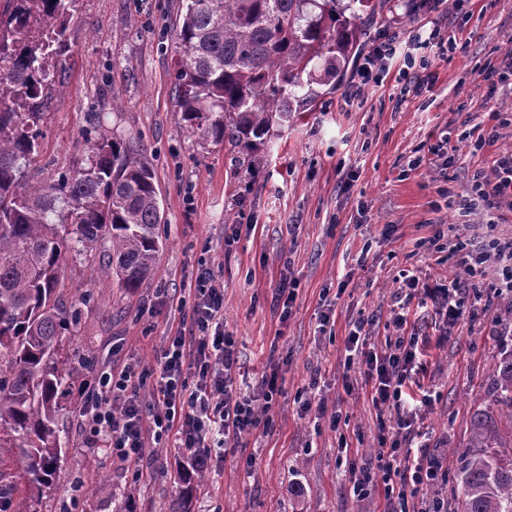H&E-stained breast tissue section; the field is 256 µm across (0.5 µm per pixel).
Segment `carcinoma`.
Listing matches in <instances>:
<instances>
[{
	"mask_svg": "<svg viewBox=\"0 0 512 512\" xmlns=\"http://www.w3.org/2000/svg\"><path fill=\"white\" fill-rule=\"evenodd\" d=\"M78 0H3L0 5V496L41 489L62 453L61 399L78 378L62 355L77 322L63 288L69 259L109 245L102 273L137 292L152 285L163 247L160 194L142 140L119 130L91 147L86 166L29 184L41 151L46 101L71 46ZM386 0H185L173 29L174 90L181 129L255 152L275 126L304 111L324 82L343 74L365 23ZM491 410L471 412L469 451L457 476V512H512V350L494 368ZM25 460L14 479L5 468ZM208 481L200 458L179 474L173 512H193Z\"/></svg>",
	"mask_w": 512,
	"mask_h": 512,
	"instance_id": "cac0c4a2",
	"label": "carcinoma"
}]
</instances>
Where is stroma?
I'll return each mask as SVG.
<instances>
[{"mask_svg": "<svg viewBox=\"0 0 512 512\" xmlns=\"http://www.w3.org/2000/svg\"><path fill=\"white\" fill-rule=\"evenodd\" d=\"M183 0H78L69 28L72 54L43 119L44 150L25 173L45 183L84 166L85 138L106 124L141 136L152 150L155 183L165 222L151 288L130 293L100 275L107 248L76 256L66 271L65 297L78 311L64 352L81 380L93 382L108 364L127 360L154 367L153 353L191 301L200 264L224 281V329L237 341L240 376L257 383L276 365L283 394L267 433L242 435L225 459L211 460L209 480L194 512H382V496L358 502L345 492L349 464L376 465L378 433L370 390L357 365L348 364L347 336L364 320L369 339H394L395 310L404 300L397 279H466L462 256L448 250L461 239L478 244L488 223L512 234V209L447 207L442 196L465 193L475 171L512 149V125L481 152L461 147L454 162L426 164L431 149H447L473 126H495V113L512 111V0H445L412 11L410 0H387L383 17L368 25L357 52L388 32L409 33L432 21L441 38L463 36L448 58L423 49L433 83L417 95L401 90L397 73L379 85L354 89L352 71L260 146L254 178L231 179L237 152L184 136L174 101L177 56L171 29ZM121 111H113V99ZM496 127V126H495ZM350 190H343L342 181ZM299 281L289 316L275 287L287 273ZM489 310L437 345L434 325L421 326L427 344L415 377L434 391L423 423L425 443L446 480L423 490L426 499H449L474 406L494 395V366L512 349L506 328L512 300L482 288ZM330 323L320 327V313ZM308 391L327 411L300 416L294 402ZM84 394L62 401L59 425L65 448L47 487L15 494L7 512H165L180 486L177 469L188 450L156 449L160 469L137 484L105 448L87 447L80 429ZM340 423H333V416ZM109 480L113 495L73 498L76 477Z\"/></svg>", "mask_w": 512, "mask_h": 512, "instance_id": "1", "label": "stroma"}]
</instances>
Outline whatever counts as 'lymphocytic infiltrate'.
<instances>
[{
    "label": "lymphocytic infiltrate",
    "instance_id": "obj_1",
    "mask_svg": "<svg viewBox=\"0 0 512 512\" xmlns=\"http://www.w3.org/2000/svg\"><path fill=\"white\" fill-rule=\"evenodd\" d=\"M424 27L407 37L385 35L360 64L362 84L379 83L378 69L395 56H402L400 77L415 74V50L428 48ZM493 176L474 174L467 194L489 209L512 206V152L493 164ZM468 280L403 279L406 300H417L439 320V343H447L459 328L471 297V279L493 273V287L501 296L512 297V236H495L470 251L465 260ZM398 337L393 348L360 350L361 329L348 336L350 350L361 356L360 376L371 387V402L377 410V468H349V497L364 501L383 490L387 508L396 512L410 497L442 482L439 460L421 454L415 464L401 465L406 443L416 432V415L407 401V389L419 368L418 336L408 334L407 311L396 314ZM159 374L132 361L102 371L81 414V429L88 447L109 448L130 471L135 482L149 481L158 467L146 454V438L156 443L172 442L204 458L224 453L229 442L242 434L268 430L269 413L281 394L278 371L262 373L252 391L236 385L240 370L234 336L224 330V283L210 267L199 268L195 277L191 312L181 319L155 353ZM151 401H144L143 392Z\"/></svg>",
    "mask_w": 512,
    "mask_h": 512
}]
</instances>
